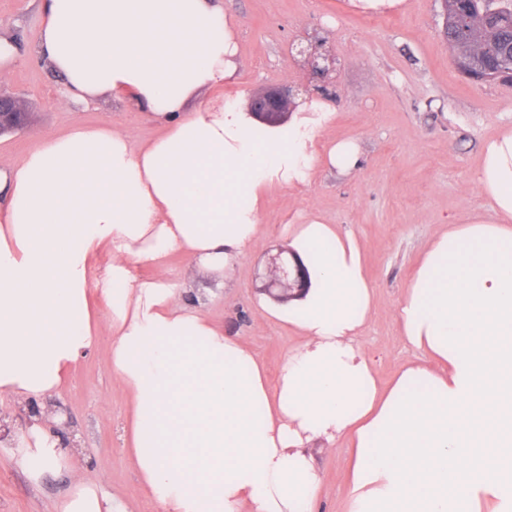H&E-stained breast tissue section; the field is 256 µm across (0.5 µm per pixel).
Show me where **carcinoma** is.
<instances>
[{"label": "carcinoma", "instance_id": "carcinoma-1", "mask_svg": "<svg viewBox=\"0 0 512 512\" xmlns=\"http://www.w3.org/2000/svg\"><path fill=\"white\" fill-rule=\"evenodd\" d=\"M448 43L456 62L483 70L479 79L512 74V0H445Z\"/></svg>", "mask_w": 512, "mask_h": 512}]
</instances>
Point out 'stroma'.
<instances>
[{
  "instance_id": "35a3bbf8",
  "label": "stroma",
  "mask_w": 512,
  "mask_h": 512,
  "mask_svg": "<svg viewBox=\"0 0 512 512\" xmlns=\"http://www.w3.org/2000/svg\"><path fill=\"white\" fill-rule=\"evenodd\" d=\"M224 11L238 45V70L223 89L225 100L245 108L268 89L307 85L288 45L317 32L336 59L335 78L321 97L335 109L336 121L319 142L360 139L361 167L344 176L321 165L309 183L267 186L263 233L233 278L203 271L179 253L169 259L170 276L186 285L188 302H202L225 334L241 337L277 375L299 338L257 311V271L278 253L285 225L317 214L361 244L376 291L361 343L378 380L388 384L411 356L398 336L396 308L424 245L448 224L487 209L475 173L484 142L512 126V81L477 82L459 70L444 34L442 0H407L397 13H352L345 0H224ZM40 26L41 0H0V37L21 42L5 87L32 112L26 130L0 138L1 167L22 157L39 136L71 126L110 124L136 142L161 135L132 101L59 105V77L31 53ZM112 342V336H99L55 398L68 412L69 434L80 441L61 448L70 470L35 483L18 467L13 449L0 447V512H57L76 472L101 484L127 512H155L129 458L131 407L106 362ZM313 454L322 477L320 512H343L346 441Z\"/></svg>"
}]
</instances>
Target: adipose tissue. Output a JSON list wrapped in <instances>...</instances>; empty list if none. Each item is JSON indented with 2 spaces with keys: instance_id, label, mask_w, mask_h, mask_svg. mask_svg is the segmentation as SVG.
Returning a JSON list of instances; mask_svg holds the SVG:
<instances>
[{
  "instance_id": "1",
  "label": "adipose tissue",
  "mask_w": 512,
  "mask_h": 512,
  "mask_svg": "<svg viewBox=\"0 0 512 512\" xmlns=\"http://www.w3.org/2000/svg\"><path fill=\"white\" fill-rule=\"evenodd\" d=\"M35 53L66 101H135L166 132L136 145L119 128L75 126L0 173V398L52 399L105 329L131 401L132 461L157 512H317L308 447L341 437L343 512H512V128L482 149L487 215L423 248L396 309L417 357L389 386L359 343L374 289L357 239L314 214L289 225L284 244L310 286L285 304L258 301L301 338L272 380L188 304L168 258L233 276L262 233L261 189L309 178L335 110L306 102L268 125L202 99L237 73L222 0H42ZM104 251L112 262L93 276ZM135 266L152 277L135 278ZM16 461L35 481L69 466L41 424ZM59 512L125 509L76 473Z\"/></svg>"
}]
</instances>
